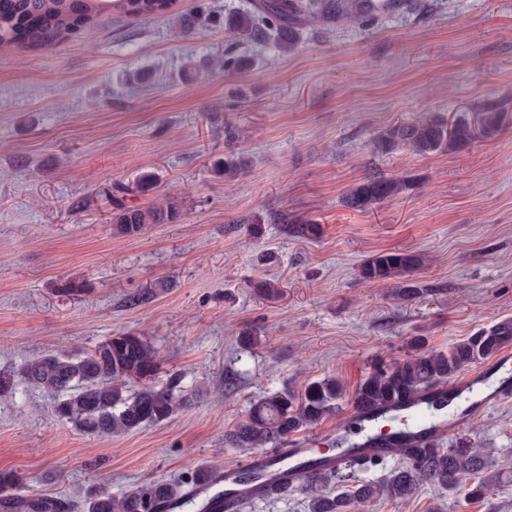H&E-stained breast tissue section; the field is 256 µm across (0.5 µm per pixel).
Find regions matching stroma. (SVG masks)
<instances>
[{
	"label": "stroma",
	"instance_id": "35a3bbf8",
	"mask_svg": "<svg viewBox=\"0 0 512 512\" xmlns=\"http://www.w3.org/2000/svg\"><path fill=\"white\" fill-rule=\"evenodd\" d=\"M246 0H176L171 13L107 11L78 34L0 48V370L30 358L88 352L110 336H144L203 396L165 424L92 437L53 421L51 393L0 401V472L20 495L79 499L197 467L244 464L224 435L252 400L335 376L353 392L380 360L399 359L512 317V0H431L371 22L300 27L294 54L250 49L251 75L208 69L232 44L225 13ZM192 15L188 32L172 29ZM150 78L135 84L134 75ZM498 103V135L446 153L378 154L375 137L438 112ZM244 169L224 172L226 160ZM152 174L128 206L185 203L171 224L136 237L109 221L114 185ZM384 173L410 190L368 211L345 206L355 183ZM319 226L290 235L276 215ZM417 254L420 298L359 276L381 252ZM277 280L266 297L257 281ZM83 284L78 295L69 282ZM129 307V296L158 288ZM260 341L239 343L245 329ZM462 437L490 448L500 479L464 502L425 485L366 512H512V403L491 405Z\"/></svg>",
	"mask_w": 512,
	"mask_h": 512
}]
</instances>
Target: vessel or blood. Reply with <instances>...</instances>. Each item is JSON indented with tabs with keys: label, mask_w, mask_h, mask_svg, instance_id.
<instances>
[{
	"label": "vessel or blood",
	"mask_w": 512,
	"mask_h": 512,
	"mask_svg": "<svg viewBox=\"0 0 512 512\" xmlns=\"http://www.w3.org/2000/svg\"><path fill=\"white\" fill-rule=\"evenodd\" d=\"M468 394L471 399L461 412L443 416L437 420L428 419L426 409L436 398L448 397L455 392ZM512 402V378L492 377L489 370L472 372L461 380H448L422 391L401 405L383 407L363 414L364 428L389 418L411 416L412 424L407 432L406 445L410 448L430 446L455 437L460 433L470 415L487 404L497 405ZM314 436L308 435L282 444L275 448L260 450L251 455L245 466H225L220 481L223 492H215L207 482L197 483L193 493L202 504L204 512H222L224 507H232L242 502L260 499L270 484L288 480L289 484L300 482L304 471L302 464L312 455ZM392 453L389 440L372 438L360 440L358 447L348 449L347 455L355 458H382ZM257 473L252 482L243 481L244 472Z\"/></svg>",
	"instance_id": "1"
}]
</instances>
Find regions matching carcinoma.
<instances>
[{
	"label": "carcinoma",
	"mask_w": 512,
	"mask_h": 512,
	"mask_svg": "<svg viewBox=\"0 0 512 512\" xmlns=\"http://www.w3.org/2000/svg\"><path fill=\"white\" fill-rule=\"evenodd\" d=\"M175 0H0V46L38 47L65 38L92 24L99 13L113 9L129 17L163 15ZM401 6L425 10L421 0H249L248 5L224 17V28L237 38V46L273 44L283 55L297 50L296 33L308 21L333 26L375 19ZM214 64L226 72L243 73L252 67L244 52L228 53ZM504 112L489 103L472 117L453 123L441 115L395 124L382 131L374 147L381 154L405 148L416 155H431L467 147L477 136L492 138L502 129ZM409 188L406 177L372 176L351 187L344 196L347 207L367 211ZM182 202L172 197L148 206L116 205L110 220L127 237L140 235L149 224L176 221ZM420 264L413 253L382 252L359 267L361 279L389 283L399 279L394 294L403 301L416 299L423 289L400 277ZM408 354L399 360L380 361L350 396L351 404L373 408L408 398L420 390L452 378L463 368L478 364L512 346V318L506 317L448 347L424 349L410 342ZM158 351L143 336L117 333L87 353H57L24 361L18 373L0 372V399L14 398L21 387L46 390L54 395L51 414L55 421L93 437L121 436L171 420L197 395L182 386L178 375L158 386ZM343 389L336 378L311 381L297 396L283 389L264 395L250 406L247 417L225 435L234 448L254 451L273 448L288 436L340 411ZM401 464L383 482L355 480L349 489L329 488L351 477L339 472L305 476L298 488L308 498L309 512H357L386 496L411 499L424 484L459 490L465 498L478 499L493 485L492 454L460 442L453 448H430L411 458L396 448ZM182 488L180 483L154 480L124 493L112 495L104 485L94 487L82 502L50 496L0 498V512H161L164 502Z\"/></svg>",
	"instance_id": "1"
}]
</instances>
